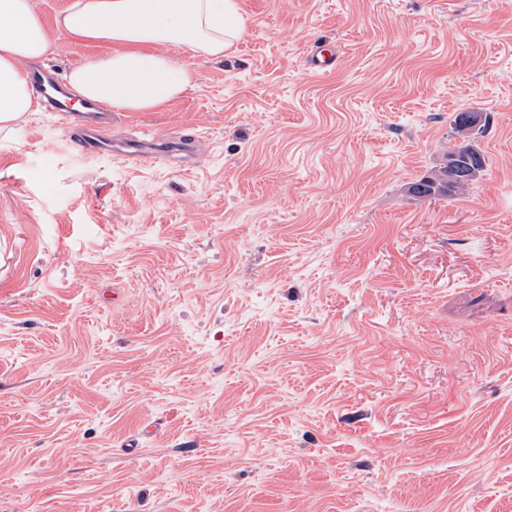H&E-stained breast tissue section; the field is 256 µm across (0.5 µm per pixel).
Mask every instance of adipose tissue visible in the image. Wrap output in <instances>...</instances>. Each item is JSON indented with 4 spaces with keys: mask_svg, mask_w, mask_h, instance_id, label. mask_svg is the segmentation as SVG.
Returning <instances> with one entry per match:
<instances>
[{
    "mask_svg": "<svg viewBox=\"0 0 512 512\" xmlns=\"http://www.w3.org/2000/svg\"><path fill=\"white\" fill-rule=\"evenodd\" d=\"M56 28L101 48L68 76L78 100L141 112L194 87L168 47L220 57L244 35L246 21L237 0H74L57 16ZM50 50L31 0H0V128L32 111L25 69Z\"/></svg>",
    "mask_w": 512,
    "mask_h": 512,
    "instance_id": "ef3b65f1",
    "label": "adipose tissue"
}]
</instances>
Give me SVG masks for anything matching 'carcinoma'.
Masks as SVG:
<instances>
[{
	"label": "carcinoma",
	"mask_w": 512,
	"mask_h": 512,
	"mask_svg": "<svg viewBox=\"0 0 512 512\" xmlns=\"http://www.w3.org/2000/svg\"><path fill=\"white\" fill-rule=\"evenodd\" d=\"M487 117L481 112H457L451 122L453 139L457 143L448 149L441 166L435 167L404 188L413 200L422 201L438 197L455 196L468 191L480 173L485 171L486 159L482 151L473 147L467 138L476 128L483 127Z\"/></svg>",
	"instance_id": "obj_1"
}]
</instances>
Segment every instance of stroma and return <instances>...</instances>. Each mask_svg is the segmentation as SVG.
<instances>
[{"label": "stroma", "mask_w": 512, "mask_h": 512, "mask_svg": "<svg viewBox=\"0 0 512 512\" xmlns=\"http://www.w3.org/2000/svg\"><path fill=\"white\" fill-rule=\"evenodd\" d=\"M238 2L112 115L196 155L0 131V512H512V0ZM468 109L483 175L409 199ZM127 149L122 152V155L128 160L135 163L156 161V157L162 152L163 145H174L180 147L182 150H188L192 144L190 139L185 136H173L165 142H159L154 138L135 139L127 141Z\"/></svg>", "instance_id": "obj_1"}]
</instances>
